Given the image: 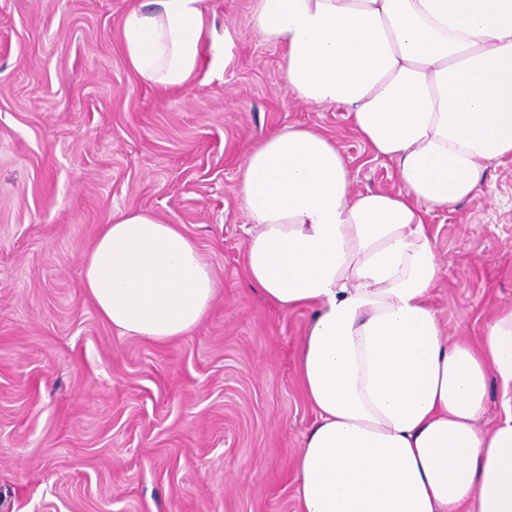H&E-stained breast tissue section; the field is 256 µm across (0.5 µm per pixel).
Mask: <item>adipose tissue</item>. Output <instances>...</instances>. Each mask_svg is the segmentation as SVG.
Here are the masks:
<instances>
[{
    "mask_svg": "<svg viewBox=\"0 0 512 512\" xmlns=\"http://www.w3.org/2000/svg\"><path fill=\"white\" fill-rule=\"evenodd\" d=\"M296 97L342 104L402 188L352 192L334 141L291 126L245 156L249 278L314 310L297 363L317 413L296 459L298 512H512V308L448 342L430 303L441 266L424 208L477 197L512 156V0H254ZM234 42L207 0H142L122 51L144 83L223 75ZM100 316L163 342L197 327L216 281L178 225L113 217L83 258ZM505 417L485 431L488 379Z\"/></svg>",
    "mask_w": 512,
    "mask_h": 512,
    "instance_id": "obj_1",
    "label": "adipose tissue"
}]
</instances>
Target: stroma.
I'll list each match as a JSON object with an SVG mask.
<instances>
[{
  "instance_id": "35a3bbf8",
  "label": "stroma",
  "mask_w": 512,
  "mask_h": 512,
  "mask_svg": "<svg viewBox=\"0 0 512 512\" xmlns=\"http://www.w3.org/2000/svg\"><path fill=\"white\" fill-rule=\"evenodd\" d=\"M128 4L0 0V512H297L314 311L274 307L249 281L239 170L291 125L336 143L353 191H398V169L346 106L295 97L253 0H208L232 62L174 90L127 65ZM129 210L179 225L216 280L204 321L164 343L121 335L83 286L84 255ZM426 222L432 308L449 340L478 338L512 307V158Z\"/></svg>"
}]
</instances>
